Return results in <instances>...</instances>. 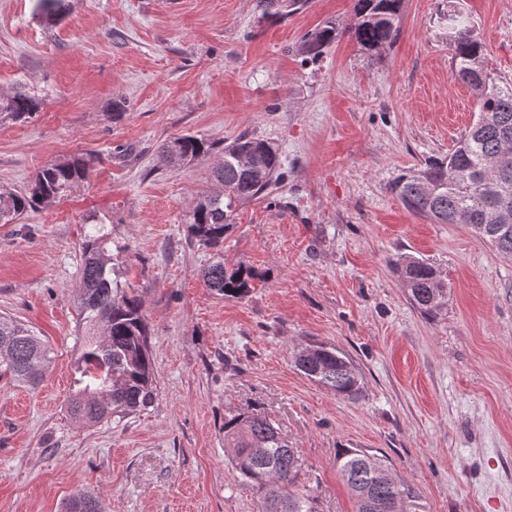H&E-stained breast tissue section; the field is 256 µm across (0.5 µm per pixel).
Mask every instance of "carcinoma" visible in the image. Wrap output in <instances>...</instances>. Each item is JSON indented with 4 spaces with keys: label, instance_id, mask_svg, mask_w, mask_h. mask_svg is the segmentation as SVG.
I'll use <instances>...</instances> for the list:
<instances>
[{
    "label": "carcinoma",
    "instance_id": "1",
    "mask_svg": "<svg viewBox=\"0 0 512 512\" xmlns=\"http://www.w3.org/2000/svg\"><path fill=\"white\" fill-rule=\"evenodd\" d=\"M403 0H354L355 22L348 34L363 51L378 54L400 34ZM305 0H256L261 17H282L301 9ZM336 39V28L324 27L305 38L309 55H321ZM448 46L453 73L479 99V113L460 135L448 157L401 176L393 190L412 212L436 224H468L497 251L512 256V83L485 65L483 45L474 26L460 11L448 14ZM40 99L17 91L0 97V115L25 120L39 111ZM222 162L213 167L217 189L196 199L187 225L188 236L213 248L216 256L203 271L207 288L228 298H243L255 274L224 263V238L235 226L237 212L261 198L280 176L277 149L264 140L241 136L218 149L194 135L161 146L160 153L175 167L213 150ZM252 153L258 163L249 169L239 154ZM88 161L82 156L41 168L25 192L0 190V224H13L41 205L61 199L86 179ZM411 305L424 317L440 313L447 283L431 265L408 257L399 264ZM82 289L79 357L75 389L67 409L84 423L135 414L155 398L150 329L140 299L122 288L109 239L95 223L82 243ZM296 368L339 397L351 399L360 390L356 370L334 347L301 346L293 351ZM51 349L30 326L0 317V365L3 372L30 388L42 381ZM224 445L233 449V464L242 479L264 494L266 512H317L315 497L300 482L301 465L288 439L268 417L252 413L224 419ZM336 468L349 488L355 512H397L402 491L386 460L360 448H340ZM66 512H101L98 496L74 495Z\"/></svg>",
    "mask_w": 512,
    "mask_h": 512
}]
</instances>
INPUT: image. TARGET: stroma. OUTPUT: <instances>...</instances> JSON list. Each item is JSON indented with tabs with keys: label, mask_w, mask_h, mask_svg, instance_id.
<instances>
[{
	"label": "stroma",
	"mask_w": 512,
	"mask_h": 512,
	"mask_svg": "<svg viewBox=\"0 0 512 512\" xmlns=\"http://www.w3.org/2000/svg\"><path fill=\"white\" fill-rule=\"evenodd\" d=\"M475 26L488 69L512 81V0H403L398 40L378 55L347 33L353 0H308L282 18L256 0H0V94L40 110L0 117V187L23 192L44 165L81 155L68 197L0 224V316L52 350L34 389L0 378V512H64L90 491L102 512H266L224 446V421L261 412L297 449L318 512H355L339 448L382 456L403 512H512V256L465 224L407 209L399 176L447 156L476 118L456 80L448 12ZM337 36L312 57L304 38ZM270 142L283 176L239 211L224 261L250 293L205 288L211 252L189 240L212 153L167 166L184 134ZM102 219L121 283L143 302L156 396L120 421L67 413L79 325L81 244ZM432 265L448 302L432 320L397 271ZM324 344L353 363L341 398L294 366ZM40 109V99L25 91H16L8 97H0V115L4 112L12 120H25Z\"/></svg>",
	"instance_id": "obj_1"
}]
</instances>
